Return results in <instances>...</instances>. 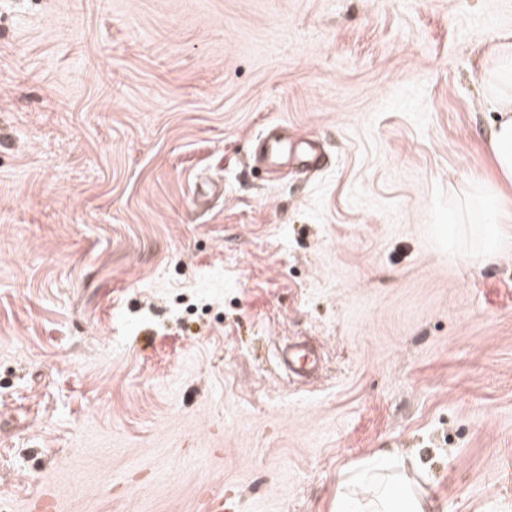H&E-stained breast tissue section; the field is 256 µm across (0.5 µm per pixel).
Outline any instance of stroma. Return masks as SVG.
<instances>
[{"mask_svg": "<svg viewBox=\"0 0 512 512\" xmlns=\"http://www.w3.org/2000/svg\"><path fill=\"white\" fill-rule=\"evenodd\" d=\"M506 43L512 0H0V512H336L382 450L512 512ZM486 104L497 112V120L491 127L488 146L496 171L504 184H512V97L511 103L488 92ZM320 159V149L315 142L300 141L293 143L292 141H285L275 134L263 140L261 161L267 164H287L312 168L318 164ZM279 360L289 376L307 379L319 368L321 357L306 341H295L280 348Z\"/></svg>", "mask_w": 512, "mask_h": 512, "instance_id": "obj_1", "label": "stroma"}]
</instances>
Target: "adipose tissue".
Segmentation results:
<instances>
[{
    "mask_svg": "<svg viewBox=\"0 0 512 512\" xmlns=\"http://www.w3.org/2000/svg\"><path fill=\"white\" fill-rule=\"evenodd\" d=\"M486 103L497 114L488 137L492 161L502 182L512 184V103L491 92ZM409 470L402 458L388 453L363 461L340 480L336 512H429Z\"/></svg>",
    "mask_w": 512,
    "mask_h": 512,
    "instance_id": "obj_1",
    "label": "adipose tissue"
}]
</instances>
